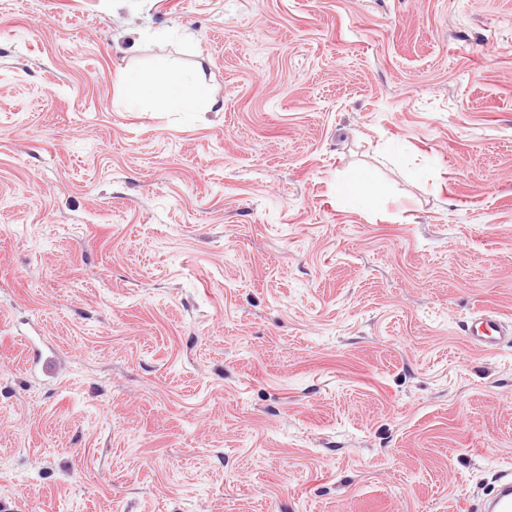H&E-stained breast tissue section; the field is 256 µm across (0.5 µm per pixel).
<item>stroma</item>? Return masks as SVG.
<instances>
[{
  "instance_id": "35a3bbf8",
  "label": "stroma",
  "mask_w": 512,
  "mask_h": 512,
  "mask_svg": "<svg viewBox=\"0 0 512 512\" xmlns=\"http://www.w3.org/2000/svg\"><path fill=\"white\" fill-rule=\"evenodd\" d=\"M166 69L223 109L129 111ZM481 307L512 317V0H0V512H480ZM123 83L130 84V95L135 100H152L157 97L159 87L158 75H140L132 77L122 75ZM338 190L341 196L360 208L370 206L372 199L379 193V189L373 185L370 175L359 171L350 172L338 184Z\"/></svg>"
}]
</instances>
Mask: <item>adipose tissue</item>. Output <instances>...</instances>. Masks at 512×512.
<instances>
[{"mask_svg":"<svg viewBox=\"0 0 512 512\" xmlns=\"http://www.w3.org/2000/svg\"><path fill=\"white\" fill-rule=\"evenodd\" d=\"M130 94L137 100L162 98L170 112L219 111L223 105L196 76L168 72L164 76L141 75L130 78Z\"/></svg>","mask_w":512,"mask_h":512,"instance_id":"adipose-tissue-1","label":"adipose tissue"}]
</instances>
